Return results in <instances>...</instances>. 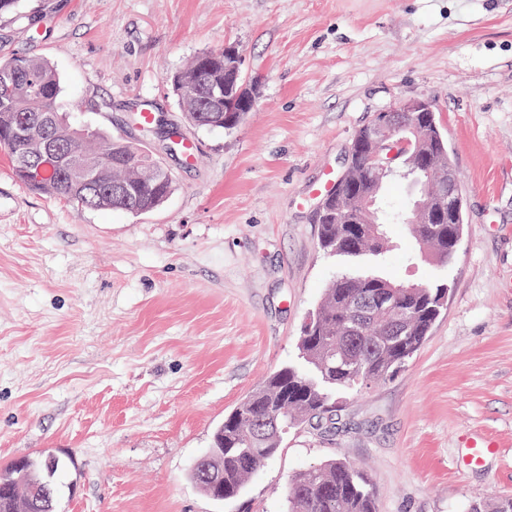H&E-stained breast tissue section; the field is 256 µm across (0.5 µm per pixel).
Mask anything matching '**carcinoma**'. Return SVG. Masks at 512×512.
<instances>
[{
	"mask_svg": "<svg viewBox=\"0 0 512 512\" xmlns=\"http://www.w3.org/2000/svg\"><path fill=\"white\" fill-rule=\"evenodd\" d=\"M189 122L198 114L224 116V57L218 50L194 57L171 75ZM60 80L41 57L15 56L0 59V150L5 152L16 177L39 195L64 199L83 208L111 211L112 181L139 177L136 197L145 205L160 202L174 189L168 169L150 175L141 166L150 158L130 141L100 132L78 134L62 117ZM420 122L433 153L445 166H453L448 145L437 124L436 113L424 112ZM363 125L355 133L352 160L358 169L354 182L336 188V197L354 191L376 198L373 210L384 232L382 194L390 182L407 183L431 190L436 170H414L408 161L382 180ZM49 136L63 149L47 156L51 177L26 167L22 160L43 149ZM81 154L94 161L98 181L95 192L85 197L72 189L66 155ZM326 200L316 220L319 244L332 256L350 260L364 255L382 257L384 240L376 236L345 237V225L337 223L339 202ZM464 210L449 214L442 225L448 233L462 236ZM448 289L418 288L409 293L378 275L343 274L324 288L323 297L300 337L299 352L306 370L285 366L272 373L224 419L213 435L211 447L192 465L190 475L207 497L226 501L238 497L253 474L264 467L280 448L284 431L314 419L336 414V390L383 382L405 367L429 336L444 306ZM49 453L26 458L25 473L16 462L0 464V512H52L39 497L46 482L43 468ZM209 467L216 480L205 483L201 471ZM57 486L56 478H51ZM288 512H377L373 486L352 465L330 460L304 470L291 480Z\"/></svg>",
	"mask_w": 512,
	"mask_h": 512,
	"instance_id": "1",
	"label": "carcinoma"
}]
</instances>
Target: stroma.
Wrapping results in <instances>:
<instances>
[{"label":"stroma","instance_id":"1","mask_svg":"<svg viewBox=\"0 0 512 512\" xmlns=\"http://www.w3.org/2000/svg\"><path fill=\"white\" fill-rule=\"evenodd\" d=\"M236 46L256 104L233 132L189 125L169 77ZM47 59L76 126L146 143L176 187L142 215L32 193L0 153V464L66 463L59 512H288L297 473L331 459L378 512H490L512 497V0H19L0 58ZM427 98L460 174L465 224L445 263L406 225L385 261L318 245L316 191L355 132ZM150 103L158 129L143 133ZM180 129L194 163L166 151ZM448 285L391 379L336 394V425L288 430L242 494L189 476L225 415L298 341L343 273ZM494 453L469 465L467 444Z\"/></svg>","mask_w":512,"mask_h":512}]
</instances>
